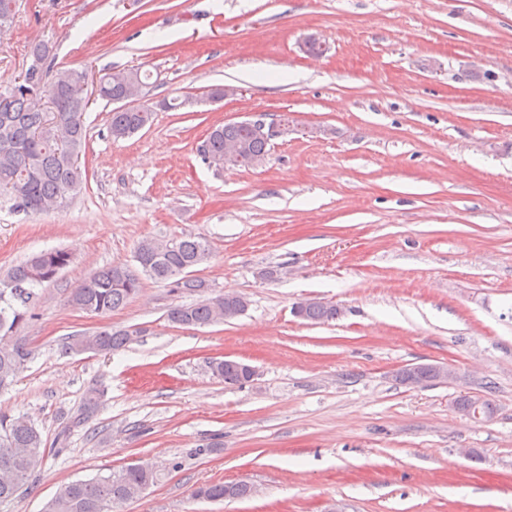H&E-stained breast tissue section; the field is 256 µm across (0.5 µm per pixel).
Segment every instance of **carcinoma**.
Instances as JSON below:
<instances>
[{
    "label": "carcinoma",
    "instance_id": "cac0c4a2",
    "mask_svg": "<svg viewBox=\"0 0 512 512\" xmlns=\"http://www.w3.org/2000/svg\"><path fill=\"white\" fill-rule=\"evenodd\" d=\"M149 79L150 75L137 68L108 73L99 80V98L110 102ZM81 80H87L84 69H58L49 75L36 67L27 70L23 81L8 92H0V194H9L26 212L39 214L60 207L84 183L80 159L87 142L84 116L90 101L76 89ZM152 118L150 108L113 111L109 133L114 139L130 137ZM228 143L241 148L244 167L270 151L268 141L250 127L228 123L212 128L201 146L203 160L224 167ZM209 257L210 246L200 236L146 239L137 247L138 267L116 264L99 270L73 289L70 302L88 314L104 317L139 294L143 275L168 283L174 293L201 291L208 284L192 272ZM71 260L64 249L41 252L0 278V391L13 384L32 357L28 344L15 332L31 317L37 289L53 283ZM247 307L248 300L242 295L218 293L194 304H175L168 309L167 318L175 325L202 327L234 319ZM295 310L298 318L315 324L336 319L332 302L307 299L297 303ZM131 340L130 330L104 326L73 338L68 350L108 354ZM436 377L432 364L398 372L399 380L407 385ZM44 459V441L31 420L20 414H0V501L15 498ZM160 479V471L130 464L107 476L64 482L43 512H112L140 497ZM251 493L252 485L245 481L202 484L193 490L194 497L211 502L243 499Z\"/></svg>",
    "mask_w": 512,
    "mask_h": 512
}]
</instances>
